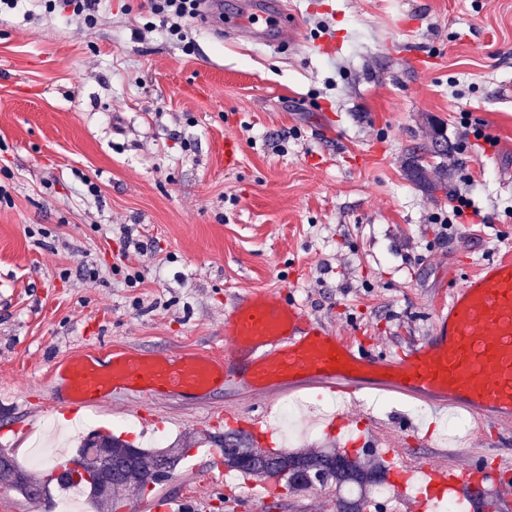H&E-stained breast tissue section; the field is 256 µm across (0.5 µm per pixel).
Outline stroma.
Masks as SVG:
<instances>
[{
  "label": "stroma",
  "instance_id": "stroma-1",
  "mask_svg": "<svg viewBox=\"0 0 512 512\" xmlns=\"http://www.w3.org/2000/svg\"><path fill=\"white\" fill-rule=\"evenodd\" d=\"M298 38L252 43L195 18L188 37L150 20L146 0H102L87 27L20 0L0 17V443L19 468L32 426L50 457L80 431L141 448L189 446L169 481L125 505L154 512L162 495L228 512L217 467L225 411L332 401L312 386L274 398L230 376L197 402L118 392L72 413L55 364L112 349L224 355L225 313L258 288L283 290L308 315L376 354L430 336L448 274L475 271L508 247L512 227V0H284ZM498 140L465 148L462 114ZM448 153L426 168L446 188L409 179L411 153L435 132ZM238 162L226 166L222 146ZM476 186H469V179ZM96 193H89L86 182ZM470 193L484 224L440 240L434 214ZM142 272V280L128 276ZM329 436L309 413L277 447L340 448L376 418L408 468L438 459L494 469L501 433L464 411L360 393ZM15 512L74 507L86 493L46 487ZM335 489L273 490L260 510L336 512Z\"/></svg>",
  "mask_w": 512,
  "mask_h": 512
}]
</instances>
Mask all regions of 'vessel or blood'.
<instances>
[{
    "label": "vessel or blood",
    "instance_id": "vessel-or-blood-1",
    "mask_svg": "<svg viewBox=\"0 0 512 512\" xmlns=\"http://www.w3.org/2000/svg\"><path fill=\"white\" fill-rule=\"evenodd\" d=\"M208 16L230 15L258 41H284L297 28L279 0H239L225 12L223 0H204ZM448 299L435 309L431 336L399 355H378L356 346L312 320L281 291L255 289L238 298L225 317L231 347L223 358L186 354L151 357L112 351L109 360L77 359L65 369L71 407H94L112 393L131 391L156 397H204L224 384L242 351L250 362L242 387L268 395L317 383L351 402L370 371L378 388L461 408L496 425L512 423V255L485 263L477 272L449 275ZM237 431L264 440L271 436L264 413L226 412ZM414 512H436L448 494H462L474 468L425 461Z\"/></svg>",
    "mask_w": 512,
    "mask_h": 512
}]
</instances>
